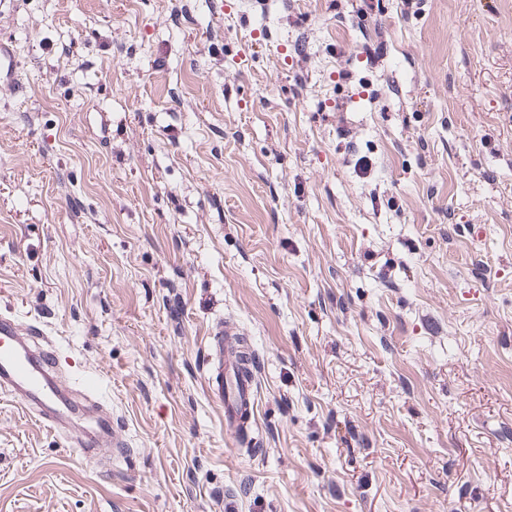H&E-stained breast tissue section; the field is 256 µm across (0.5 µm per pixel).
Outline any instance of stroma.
Wrapping results in <instances>:
<instances>
[{
  "mask_svg": "<svg viewBox=\"0 0 512 512\" xmlns=\"http://www.w3.org/2000/svg\"><path fill=\"white\" fill-rule=\"evenodd\" d=\"M0 43V314L130 449L0 394V512H512V0H10ZM237 334L217 323L210 333L209 363L213 368L208 388L224 408V428L237 441L247 437V430L257 422L258 396L255 376L241 370V346Z\"/></svg>",
  "mask_w": 512,
  "mask_h": 512,
  "instance_id": "obj_1",
  "label": "stroma"
}]
</instances>
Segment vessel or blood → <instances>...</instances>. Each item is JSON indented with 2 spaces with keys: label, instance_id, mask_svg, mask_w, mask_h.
I'll return each instance as SVG.
<instances>
[{
  "label": "vessel or blood",
  "instance_id": "b4317fda",
  "mask_svg": "<svg viewBox=\"0 0 512 512\" xmlns=\"http://www.w3.org/2000/svg\"><path fill=\"white\" fill-rule=\"evenodd\" d=\"M209 362L208 388L224 409V428L235 440H243L257 421V384L254 374L242 371L240 343L223 325L211 330ZM59 370L54 343L38 325L24 328L0 316V389L78 447L92 451L108 447L113 455H123L126 444L113 430L110 416L100 415L93 431L73 429L66 418L72 403Z\"/></svg>",
  "mask_w": 512,
  "mask_h": 512
}]
</instances>
